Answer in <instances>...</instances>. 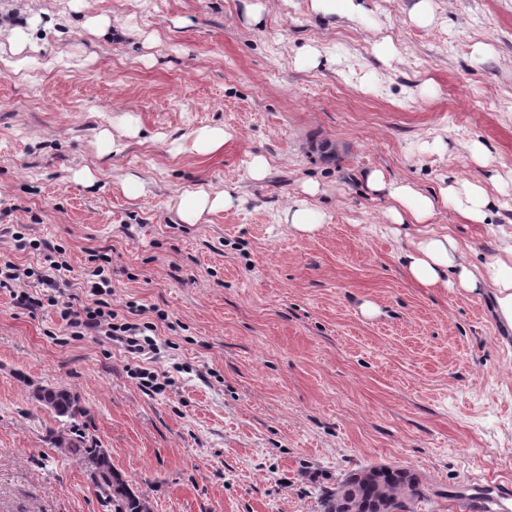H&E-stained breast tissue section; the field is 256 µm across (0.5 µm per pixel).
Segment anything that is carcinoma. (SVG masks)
Here are the masks:
<instances>
[{
    "label": "carcinoma",
    "instance_id": "carcinoma-1",
    "mask_svg": "<svg viewBox=\"0 0 512 512\" xmlns=\"http://www.w3.org/2000/svg\"><path fill=\"white\" fill-rule=\"evenodd\" d=\"M33 398L58 418L74 420L82 415L78 400L63 387L38 386ZM54 447L81 464L89 473L97 495L112 512H152L149 499L135 494L112 466L107 449L84 436L70 438L65 431L51 432ZM424 500L418 477L405 468L386 472L379 466L351 471L322 493L323 512H361L371 502L375 512H416Z\"/></svg>",
    "mask_w": 512,
    "mask_h": 512
}]
</instances>
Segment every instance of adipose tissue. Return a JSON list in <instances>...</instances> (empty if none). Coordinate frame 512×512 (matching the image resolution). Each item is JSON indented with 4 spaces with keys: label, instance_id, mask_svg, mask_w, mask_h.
I'll return each instance as SVG.
<instances>
[{
    "label": "adipose tissue",
    "instance_id": "ef3b65f1",
    "mask_svg": "<svg viewBox=\"0 0 512 512\" xmlns=\"http://www.w3.org/2000/svg\"><path fill=\"white\" fill-rule=\"evenodd\" d=\"M373 179L389 198L387 218L401 226L427 223L439 209L450 204L471 222H484L487 216L485 191L476 184L469 185L462 194L449 187L431 197L403 182L386 181L380 172L374 173ZM304 191V196L289 199L282 222L288 230L311 234L321 227L323 216L310 202L311 196L318 192L317 186H305ZM237 202V197L229 191L201 187L181 193L175 208L182 222L195 224L204 216L231 208ZM405 266L415 281L428 288H444L454 281L468 292L491 294L499 311L512 321V247L478 266L468 261L464 246L444 226L421 237L407 253Z\"/></svg>",
    "mask_w": 512,
    "mask_h": 512
}]
</instances>
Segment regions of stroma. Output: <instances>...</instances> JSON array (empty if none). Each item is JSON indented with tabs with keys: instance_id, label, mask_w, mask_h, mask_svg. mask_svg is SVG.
Here are the masks:
<instances>
[{
	"instance_id": "stroma-1",
	"label": "stroma",
	"mask_w": 512,
	"mask_h": 512,
	"mask_svg": "<svg viewBox=\"0 0 512 512\" xmlns=\"http://www.w3.org/2000/svg\"><path fill=\"white\" fill-rule=\"evenodd\" d=\"M0 0V56L28 33V64L0 65V258L12 231L59 246L80 285L110 268L112 308L157 321L131 354L75 336L0 291V512H107L86 471L48 440L106 448L154 512H322L336 477L403 467L418 512L512 506V324L487 294L427 288L406 273L416 228L398 234L368 175L424 194L464 182L485 223L439 210L480 264L512 234V0ZM91 16L111 21L107 33ZM392 52L378 57L377 42ZM317 66L301 68L305 48ZM231 134L209 154L191 134ZM109 131L126 148L100 156ZM270 165L250 178L253 156ZM144 183L126 195L127 176ZM318 187L314 235L286 231L289 197ZM232 190L241 206L182 223L178 194ZM171 378L158 392L142 370ZM66 386L63 423L31 398ZM357 1L359 0H312L313 8L317 12L341 17L361 14L363 8Z\"/></svg>"
}]
</instances>
